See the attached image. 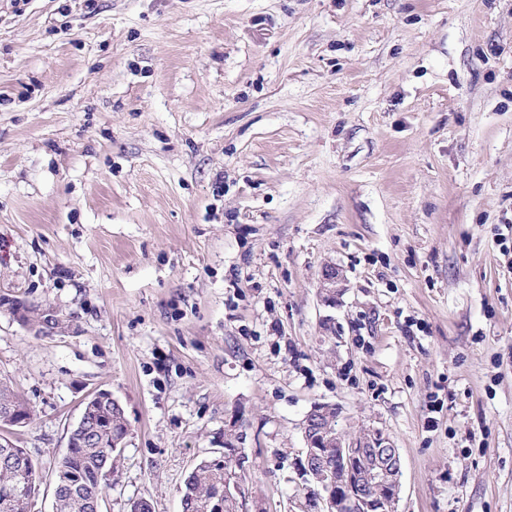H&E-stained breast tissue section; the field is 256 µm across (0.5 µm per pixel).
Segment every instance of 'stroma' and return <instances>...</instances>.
I'll use <instances>...</instances> for the list:
<instances>
[{"mask_svg":"<svg viewBox=\"0 0 512 512\" xmlns=\"http://www.w3.org/2000/svg\"><path fill=\"white\" fill-rule=\"evenodd\" d=\"M0 296L69 319L0 307L31 512L98 390L101 512H182L236 419L248 507L300 512L317 403L396 512H512V0H0ZM16 321L27 326L34 336H54L55 333L62 332L68 325L64 316L51 306H45L41 311V317L34 320L28 317V312L24 306L15 305L12 313Z\"/></svg>","mask_w":512,"mask_h":512,"instance_id":"35a3bbf8","label":"stroma"}]
</instances>
